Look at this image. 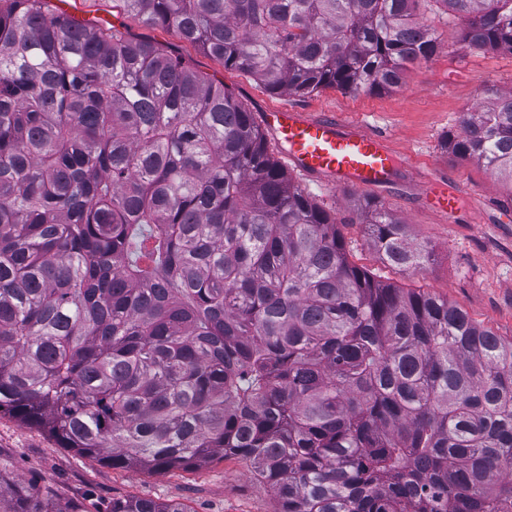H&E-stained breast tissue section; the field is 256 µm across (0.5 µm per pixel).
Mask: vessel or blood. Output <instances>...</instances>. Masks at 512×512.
I'll return each instance as SVG.
<instances>
[{"label": "vessel or blood", "instance_id": "obj_1", "mask_svg": "<svg viewBox=\"0 0 512 512\" xmlns=\"http://www.w3.org/2000/svg\"><path fill=\"white\" fill-rule=\"evenodd\" d=\"M263 127L283 149L289 162L309 176L348 182L365 189L390 183L396 153L379 135L333 119H317L293 106H283L261 116ZM426 193L445 213L455 212L460 189L438 181Z\"/></svg>", "mask_w": 512, "mask_h": 512}]
</instances>
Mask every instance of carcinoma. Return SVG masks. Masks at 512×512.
<instances>
[{
  "label": "carcinoma",
  "instance_id": "cac0c4a2",
  "mask_svg": "<svg viewBox=\"0 0 512 512\" xmlns=\"http://www.w3.org/2000/svg\"><path fill=\"white\" fill-rule=\"evenodd\" d=\"M118 2L273 94L390 91L438 51L419 0ZM432 2L459 50L512 54V0ZM486 94L444 148L512 188V92ZM2 412L113 468L248 460L275 512H512V339L352 264L223 84L52 0H0Z\"/></svg>",
  "mask_w": 512,
  "mask_h": 512
}]
</instances>
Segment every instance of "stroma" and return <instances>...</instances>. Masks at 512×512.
Segmentation results:
<instances>
[{"label": "stroma", "instance_id": "1", "mask_svg": "<svg viewBox=\"0 0 512 512\" xmlns=\"http://www.w3.org/2000/svg\"><path fill=\"white\" fill-rule=\"evenodd\" d=\"M58 9L89 25H124L131 33L168 47L199 74L224 83L254 114L290 105L314 117L358 124L384 136L404 160L391 183L361 189L287 173L341 224L350 262L397 287L448 299L478 325L512 339V191L484 167L446 152L462 112L479 107L483 91L512 92V55L459 51L460 26L425 12L441 44L430 60L412 66L404 85L389 92L344 93L325 89L309 95H278L182 41L171 28H146L114 7L112 0H59ZM454 182L464 192L457 216L431 208L423 196L428 181ZM372 202L401 221L411 239L428 243L424 272L385 267L367 243L362 207ZM0 480L20 483L42 504L95 503L108 512L113 499L137 497L178 502L188 512H275L271 489L258 482L249 461L217 459L195 471L115 470L83 457L47 433L0 415Z\"/></svg>", "mask_w": 512, "mask_h": 512}]
</instances>
